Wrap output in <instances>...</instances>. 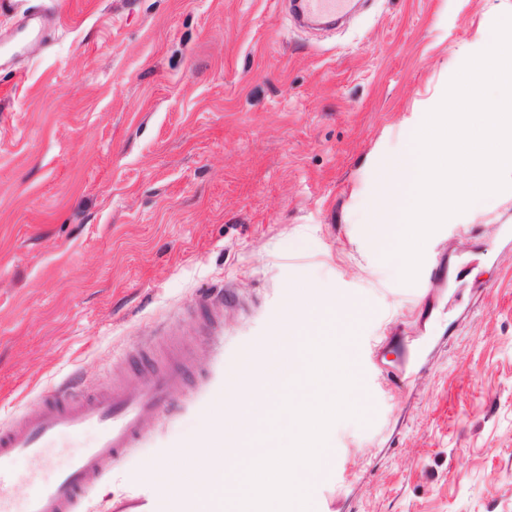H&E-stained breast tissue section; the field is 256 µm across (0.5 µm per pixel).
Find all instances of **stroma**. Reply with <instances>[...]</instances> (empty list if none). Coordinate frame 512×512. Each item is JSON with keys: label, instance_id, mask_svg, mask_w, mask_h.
Listing matches in <instances>:
<instances>
[{"label": "stroma", "instance_id": "35a3bbf8", "mask_svg": "<svg viewBox=\"0 0 512 512\" xmlns=\"http://www.w3.org/2000/svg\"><path fill=\"white\" fill-rule=\"evenodd\" d=\"M74 13L31 37L19 11ZM0 0V424L172 330L204 373L88 495L182 512L155 467L204 440L306 280L361 300L366 420L330 429L314 512H512V189L426 241L415 283L360 232L373 156L444 94L512 0ZM237 306L204 327L203 303ZM297 14L312 20L333 22L349 11V0H299L296 2Z\"/></svg>", "mask_w": 512, "mask_h": 512}]
</instances>
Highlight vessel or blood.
I'll return each instance as SVG.
<instances>
[{"instance_id":"1","label":"vessel or blood","mask_w":512,"mask_h":512,"mask_svg":"<svg viewBox=\"0 0 512 512\" xmlns=\"http://www.w3.org/2000/svg\"><path fill=\"white\" fill-rule=\"evenodd\" d=\"M350 0H297L299 16L335 21L345 15ZM172 365L159 368L151 348L138 351L136 388L117 386L90 391L79 381L62 383L36 406L0 427V512H81L90 490L130 449L139 447L162 415L175 414L173 396L196 374L193 361L176 345L166 348ZM95 428L96 439L71 458L46 487L15 507L10 495L18 481L15 461L24 458L34 471L48 467L60 439Z\"/></svg>"}]
</instances>
